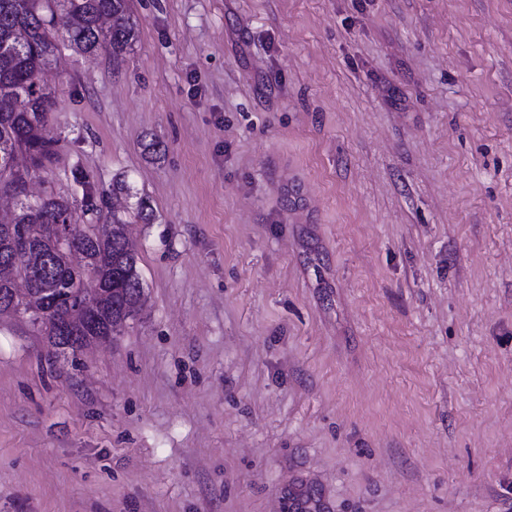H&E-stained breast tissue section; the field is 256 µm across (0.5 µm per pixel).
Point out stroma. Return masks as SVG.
Listing matches in <instances>:
<instances>
[{"instance_id": "obj_1", "label": "stroma", "mask_w": 512, "mask_h": 512, "mask_svg": "<svg viewBox=\"0 0 512 512\" xmlns=\"http://www.w3.org/2000/svg\"><path fill=\"white\" fill-rule=\"evenodd\" d=\"M130 6L29 191L145 304L73 359L0 314V512H512V0Z\"/></svg>"}]
</instances>
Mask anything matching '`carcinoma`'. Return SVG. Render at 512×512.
Instances as JSON below:
<instances>
[{
  "label": "carcinoma",
  "instance_id": "carcinoma-1",
  "mask_svg": "<svg viewBox=\"0 0 512 512\" xmlns=\"http://www.w3.org/2000/svg\"><path fill=\"white\" fill-rule=\"evenodd\" d=\"M57 9L68 17L60 37L53 33ZM137 32L130 0H0V195L35 178L55 158V143L44 134L54 95L40 74L60 47L92 55L107 46L117 58L134 46ZM73 211V201L50 193L17 201L11 223L0 224V259L12 262L34 297L32 304L13 301L14 282L0 278V312L25 316L33 304L44 309L43 318L31 321L44 328L57 357L121 335L144 295L136 255L127 248L129 225L114 219L107 235L95 236L77 229ZM51 224L69 225L67 247ZM72 250L89 259L93 277L70 263ZM93 291L99 295L93 323L77 340L64 337L70 309Z\"/></svg>",
  "mask_w": 512,
  "mask_h": 512
}]
</instances>
